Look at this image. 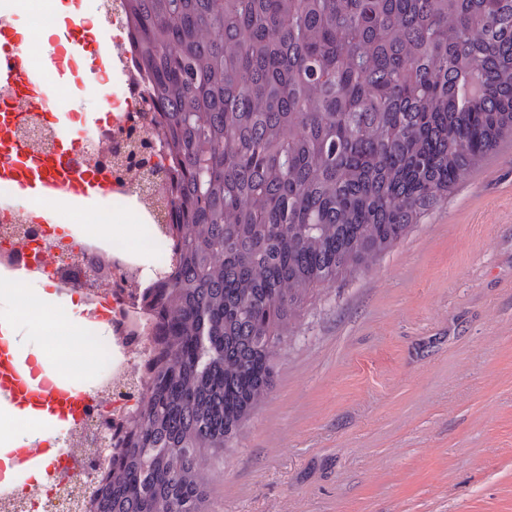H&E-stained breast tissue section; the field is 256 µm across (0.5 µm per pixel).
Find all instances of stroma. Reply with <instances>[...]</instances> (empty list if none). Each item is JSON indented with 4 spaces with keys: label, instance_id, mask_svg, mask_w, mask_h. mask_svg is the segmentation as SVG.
Listing matches in <instances>:
<instances>
[{
    "label": "stroma",
    "instance_id": "35a3bbf8",
    "mask_svg": "<svg viewBox=\"0 0 512 512\" xmlns=\"http://www.w3.org/2000/svg\"><path fill=\"white\" fill-rule=\"evenodd\" d=\"M62 120L106 107L80 72ZM202 512H512V137L376 263L314 291Z\"/></svg>",
    "mask_w": 512,
    "mask_h": 512
}]
</instances>
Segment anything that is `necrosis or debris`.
<instances>
[{"instance_id": "4bbe7bcc", "label": "necrosis or debris", "mask_w": 512, "mask_h": 512, "mask_svg": "<svg viewBox=\"0 0 512 512\" xmlns=\"http://www.w3.org/2000/svg\"><path fill=\"white\" fill-rule=\"evenodd\" d=\"M90 9L101 23L97 31L83 30L85 40L93 44L100 33L113 34L109 48L116 65L111 73L99 75L98 81L111 87L114 112L111 122L87 138L62 171L70 176H92L114 186L111 209L99 212L96 221L108 224L113 214L129 215L143 230L142 243L131 250L117 235L87 233L78 224L63 230L35 223L25 209L0 211V256L18 266L38 264L57 294L68 290L56 262L61 253L75 251L92 264L108 266L117 261L122 267L121 274L104 281L100 290L106 305L83 326V337L102 335L106 357L102 367L84 371L83 385L74 391L80 416L67 426L61 453L34 489L0 491V512H52L64 495L69 498L67 512H88L112 467L113 452L129 437L127 419L142 401L148 362L161 339L159 318L149 309L146 295L175 265L178 237L168 223V194L164 184L143 177L145 166L162 161L164 148L146 112L145 85L132 45L121 36L126 29L123 0H91ZM19 15L28 18L25 53L30 60H39L44 50L41 33L56 15L53 0H0V22H11ZM69 93V87H56L54 99L35 107L17 88L0 89V106L23 115L10 130V139L33 151L55 155L59 133L45 114L53 110L54 100ZM97 430L107 434L110 453L101 455L94 450L90 436Z\"/></svg>"}]
</instances>
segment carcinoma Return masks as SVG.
<instances>
[{
    "instance_id": "cac0c4a2",
    "label": "carcinoma",
    "mask_w": 512,
    "mask_h": 512,
    "mask_svg": "<svg viewBox=\"0 0 512 512\" xmlns=\"http://www.w3.org/2000/svg\"><path fill=\"white\" fill-rule=\"evenodd\" d=\"M179 245L131 441L91 512H199L314 290L512 135V0H124Z\"/></svg>"
}]
</instances>
